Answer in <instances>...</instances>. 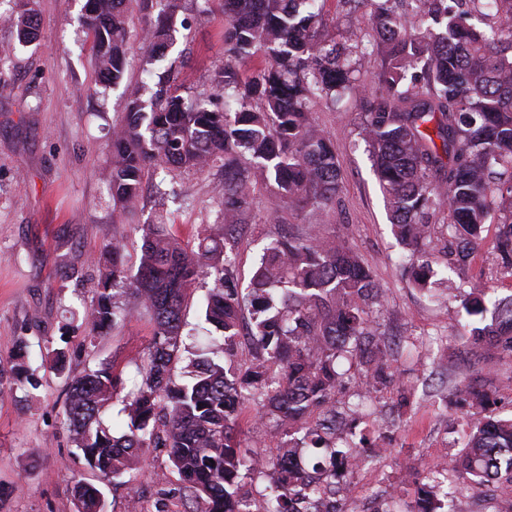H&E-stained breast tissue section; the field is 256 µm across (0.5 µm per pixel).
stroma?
Masks as SVG:
<instances>
[{"mask_svg":"<svg viewBox=\"0 0 512 512\" xmlns=\"http://www.w3.org/2000/svg\"><path fill=\"white\" fill-rule=\"evenodd\" d=\"M86 0H30L38 18V41L18 46L9 23L0 22V49L11 61L0 71V365L28 364L38 388L12 378L0 383V512H76V480L100 485L105 512H128L130 498L155 505L162 487L180 485L164 449H148L137 479L124 486L100 484L77 450L63 416L70 375L106 362L122 370L125 390L141 382L130 357L146 351L153 325L134 313L119 329L88 339L81 313L98 281L95 259L107 240L141 244L140 225L164 217L183 237L212 223L224 197V170L183 171L167 180L174 199L158 204L144 189L134 214L112 209L108 181L112 131L131 93L152 87L160 74L173 75L183 96L209 91L224 65V15L220 6L198 13L193 0H180L176 42L163 57L141 48L132 28L123 81L102 85L83 26ZM383 57L368 49L356 95L338 108L318 104L314 119L333 142L341 170L336 206L311 214L277 206L270 188L257 187L255 207L235 246V272L248 286L255 259L269 235L298 232L314 224L325 231L347 229V239L371 268L381 290L373 319L389 341L412 344V356L392 364V380L377 385L370 403L384 418L383 438L369 449V462L352 477L357 487L349 512H376L392 489L400 508L416 498L410 469L454 458L463 425L477 410L454 398L463 383L488 391L498 413L512 414V357L492 347L470 354L463 338L460 301L437 284L429 299L405 271L369 155L360 139L362 107ZM497 227L486 225L466 261L455 255L439 264L461 291L480 281L496 297L512 296V277L495 249ZM69 352V375L56 374L48 355Z\"/></svg>","mask_w":512,"mask_h":512,"instance_id":"35a3bbf8","label":"stroma"}]
</instances>
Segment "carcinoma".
Wrapping results in <instances>:
<instances>
[{"instance_id":"cac0c4a2","label":"carcinoma","mask_w":512,"mask_h":512,"mask_svg":"<svg viewBox=\"0 0 512 512\" xmlns=\"http://www.w3.org/2000/svg\"><path fill=\"white\" fill-rule=\"evenodd\" d=\"M129 0H87L83 24L92 40L99 77L118 85L130 49ZM159 2L155 20L141 29L157 56L173 45V0ZM394 0H344L354 16L340 38L320 32L317 0H222L227 62L213 91L186 98L157 83L149 97L135 93L112 132L109 180L113 208L130 213L143 180L173 170L224 167V199L216 212L219 236L197 231L195 246L172 224H143L140 254L127 253L116 237L97 261L96 298L86 310L88 337L117 328L137 310L150 316L147 352L132 359L142 375L125 400L124 431L114 436L100 414L117 395L122 376L102 363L71 380L64 402L74 443L100 480H134L140 453L168 449L182 481L188 512H348L336 496L351 474L347 462L371 445L352 444V426L366 419L359 406L352 422L336 410L345 373L340 361L366 367L364 392L390 377V346L372 325L379 301L369 266L343 233L325 234L309 224L297 235L275 236L263 248L250 287L235 278V236L258 184L276 189L278 205L310 210L336 204L341 174L331 140L317 128L312 107L355 89L356 72L370 39L384 63L362 113V139L398 243L408 253L413 282L427 293L436 247L430 235L440 217L464 261L484 224H498L496 249L512 276V0H485L493 22H473L463 0H409L420 24L392 6ZM19 42L37 37L32 10L7 17ZM261 54L264 65L247 77L237 64ZM209 279L204 311L214 327L204 346L189 348L183 308L189 290ZM126 289L134 306L115 302ZM477 282L461 296L473 349L494 345L512 356V297L487 302ZM249 336L250 365H234L242 328ZM190 355L188 380L173 368ZM455 394L484 417L465 435L449 471L467 487L512 490V418L495 413L496 399L468 385ZM270 429L278 458L261 460L240 439L244 403ZM267 479L262 500L244 491ZM418 496L409 512H448V494L436 474L415 477ZM77 512H104L98 488L76 482Z\"/></svg>"}]
</instances>
